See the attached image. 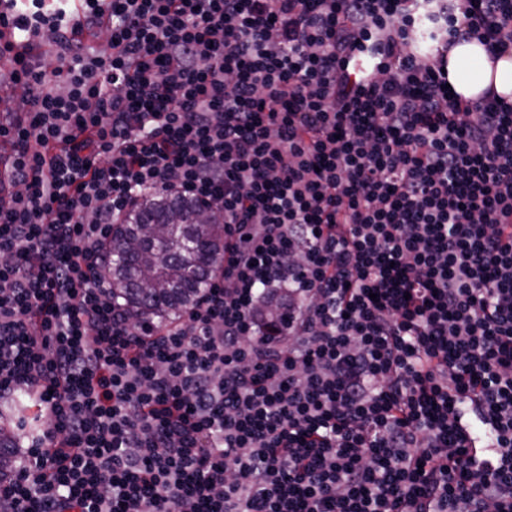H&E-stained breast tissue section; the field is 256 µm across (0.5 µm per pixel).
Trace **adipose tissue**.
I'll return each instance as SVG.
<instances>
[{
	"mask_svg": "<svg viewBox=\"0 0 512 512\" xmlns=\"http://www.w3.org/2000/svg\"><path fill=\"white\" fill-rule=\"evenodd\" d=\"M448 82L466 99L478 98L490 87L512 98V55L494 62L478 41L457 43L448 53Z\"/></svg>",
	"mask_w": 512,
	"mask_h": 512,
	"instance_id": "adipose-tissue-1",
	"label": "adipose tissue"
}]
</instances>
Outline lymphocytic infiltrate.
<instances>
[{"label":"lymphocytic infiltrate","mask_w":512,"mask_h":512,"mask_svg":"<svg viewBox=\"0 0 512 512\" xmlns=\"http://www.w3.org/2000/svg\"><path fill=\"white\" fill-rule=\"evenodd\" d=\"M5 2L0 400L36 425L0 504L512 512V103L446 87L512 0ZM147 193L224 217L170 323L103 276Z\"/></svg>","instance_id":"1"}]
</instances>
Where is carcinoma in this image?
<instances>
[{"label":"carcinoma","mask_w":512,"mask_h":512,"mask_svg":"<svg viewBox=\"0 0 512 512\" xmlns=\"http://www.w3.org/2000/svg\"><path fill=\"white\" fill-rule=\"evenodd\" d=\"M112 290L137 316L175 321L194 306L224 262V219L182 195L152 194L114 225L105 245ZM18 440L0 416V476L14 472Z\"/></svg>","instance_id":"cac0c4a2"}]
</instances>
